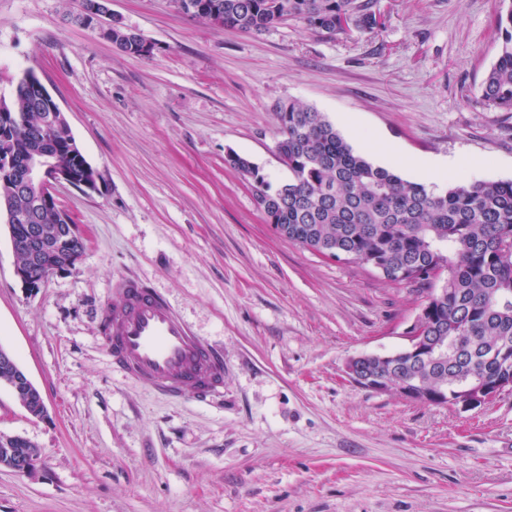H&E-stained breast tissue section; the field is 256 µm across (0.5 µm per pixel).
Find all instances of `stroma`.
<instances>
[{
  "label": "stroma",
  "instance_id": "35a3bbf8",
  "mask_svg": "<svg viewBox=\"0 0 512 512\" xmlns=\"http://www.w3.org/2000/svg\"><path fill=\"white\" fill-rule=\"evenodd\" d=\"M72 7L0 0V97L34 69L101 175L58 185L84 252L37 293L0 223V346L47 408L31 417L0 383V432L41 451L30 473L0 467V512H512V396L463 412L350 382L348 359L404 346L423 293L289 242L224 163L287 179L275 108L299 100L342 134L352 115L371 146L512 180V112L477 101L506 0H374L381 27L347 34L111 0L147 59L67 23ZM125 275L222 349V399L172 402L113 367L99 308Z\"/></svg>",
  "mask_w": 512,
  "mask_h": 512
}]
</instances>
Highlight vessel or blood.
<instances>
[{"label": "vessel or blood", "mask_w": 512, "mask_h": 512, "mask_svg": "<svg viewBox=\"0 0 512 512\" xmlns=\"http://www.w3.org/2000/svg\"><path fill=\"white\" fill-rule=\"evenodd\" d=\"M120 301L100 318L104 346L124 377L177 400L208 402L224 391V356L196 335L167 299L141 280L123 276Z\"/></svg>", "instance_id": "obj_1"}]
</instances>
